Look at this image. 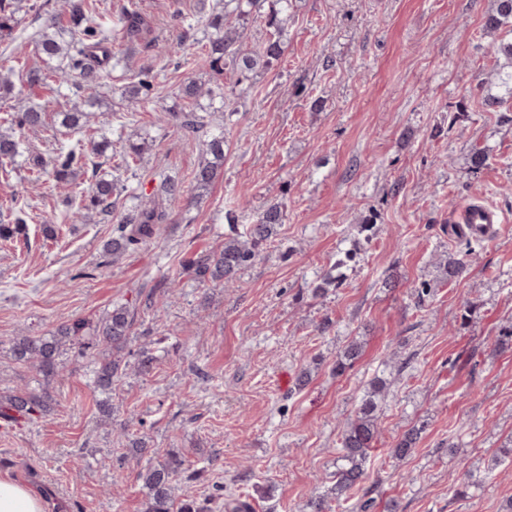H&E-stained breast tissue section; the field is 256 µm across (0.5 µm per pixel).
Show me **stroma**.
I'll use <instances>...</instances> for the list:
<instances>
[{
	"mask_svg": "<svg viewBox=\"0 0 512 512\" xmlns=\"http://www.w3.org/2000/svg\"><path fill=\"white\" fill-rule=\"evenodd\" d=\"M136 2L140 31L109 42L127 63L102 70L86 130L60 118L86 91L61 97L27 83L35 36L57 0H24L12 37L0 39V68L13 69L16 84L0 97V116L34 103L45 111V130L24 134L31 152L48 155L94 129L110 140L70 175L69 193L24 164L0 171V223L29 215L0 242V396L36 388L49 404L34 421L0 428V474L51 512H144L139 471L174 454L199 472L177 484L176 498L209 501V512H224L228 499L251 512H310L331 485L345 420L379 376L389 392L366 462L374 512H504L512 346L497 338L512 326V108L479 106L500 91L490 52L499 35L484 27L494 0H290L285 53L240 84L206 56L223 0ZM143 67L152 90L128 96ZM191 79L228 105L206 117L224 130V166L204 191L194 172L206 132L187 135L172 118L193 106L182 94ZM133 143L145 151L122 180L149 195L174 174L183 192L166 202L158 239L115 260L104 246L132 201L83 223L70 214L96 182L94 162ZM476 148L489 156L481 169L470 164ZM479 200L507 219L497 239L468 237L453 221ZM276 202L283 223L234 284L183 276L197 253ZM449 257L464 259L466 276L444 280ZM334 269L342 284L314 294ZM122 304L135 313L130 352L147 348L157 361L147 373L127 370L111 393L95 387L87 360L64 359L47 377L11 355L16 337L77 319L93 325ZM352 342L359 356L336 373ZM395 355L406 368L396 370ZM413 427L415 447L393 458ZM136 440L150 456L136 454ZM470 472L480 486L457 497Z\"/></svg>",
	"mask_w": 512,
	"mask_h": 512,
	"instance_id": "1",
	"label": "stroma"
}]
</instances>
